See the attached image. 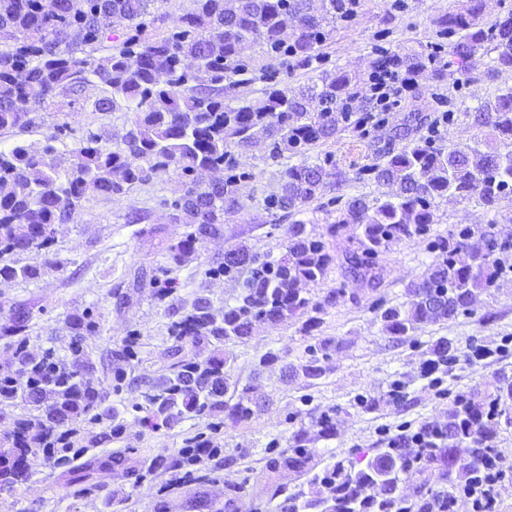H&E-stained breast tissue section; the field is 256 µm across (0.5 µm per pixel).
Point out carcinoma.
Returning a JSON list of instances; mask_svg holds the SVG:
<instances>
[{"label":"carcinoma","mask_w":512,"mask_h":512,"mask_svg":"<svg viewBox=\"0 0 512 512\" xmlns=\"http://www.w3.org/2000/svg\"><path fill=\"white\" fill-rule=\"evenodd\" d=\"M159 2L58 0L57 10L47 13L41 0H0V42L5 44L0 48V130L30 131L57 90L79 94L95 80L112 92L95 100L96 110L114 111L123 102L134 113L130 128L115 145L91 135L65 153L27 140L0 148V279L42 277L52 263L20 266L18 257L50 248L54 226L69 223L88 194L119 201L135 185L170 168L183 178L182 194L171 204L172 220L190 228L168 247L172 262L181 264L198 243L224 235L226 218L241 208L249 178L240 171L238 154L260 140L268 142L273 159L286 152L300 157L285 169L279 193L265 201L275 216L300 214L327 185L339 189L346 181L332 157L310 163L307 152L336 138L357 109L369 106L365 79L326 70L298 88L271 87L253 103L231 105L224 98L239 85L233 77L248 71L243 57L248 45L309 68L336 24L357 14L360 0H193L194 7L174 21L168 35L150 40L148 28L163 20ZM482 10L483 0H467L462 9L436 17L437 42L413 53L393 54L398 70L417 77L430 67L438 77L446 49L463 64L481 51L491 58L493 70L512 71V11L483 24ZM114 15L129 22L127 37L115 52L95 58L88 49L110 39ZM466 113L476 126L512 136V86ZM421 124L403 128L406 143L400 150L383 152L381 162L356 173L359 180L369 177L381 189L379 195L334 198L338 217L327 234L335 237L345 225H357L358 248L345 253L341 267L345 275L361 278L371 288L381 285L379 259L390 245L428 235L436 200L476 197L493 209L512 199V151L487 152L476 142L437 147L436 129L422 135ZM217 167L224 171L219 183L196 184L198 172ZM287 234L288 245L280 255L271 250L259 255L241 245L230 249V261L208 270L213 276L243 279L241 292L220 315L208 299L199 297L171 323L172 363L169 373L146 382L144 423L158 430L175 420L205 417L216 431L224 423L223 414L232 420L251 415L250 387L239 388L218 347L249 336L257 321L300 318L318 309L305 287L322 279L334 262L325 241L310 235L304 221L288 225ZM428 247L435 259L407 284L406 303L380 302L374 308L392 336H404L421 324L474 315L481 295L498 287L503 276V267L486 262L483 254L512 251V236L466 226L448 239L430 241ZM29 321L30 311L20 308L3 327V335L12 338L14 363L25 384L18 385L11 372L0 374V404L20 399L32 413L15 421L14 459L0 460V490L25 479V457L40 451L52 468L62 470L65 487L73 494L90 493L96 487L95 472L126 462L111 453L79 462L90 446L82 443L73 424L117 418L114 411L97 412L100 393L84 377L91 362L82 336L95 332L97 321L88 310L67 317L73 336L69 365L50 350L40 356L27 350ZM330 345L325 340L308 346L295 373L310 383L321 378L318 353ZM209 347L213 352L203 360L188 356ZM430 353L433 368L454 358L445 337ZM510 401L512 378L502 377L488 402L473 396L454 399L440 428L404 432L365 463L339 460L319 472L310 466L315 451L302 447L297 431L294 453L274 458L270 465L310 475L317 490L310 496L275 493L276 512H428L455 487L412 501L400 493V484L434 464L446 476L458 465L463 477H484L483 461L505 414L503 406ZM202 451L221 453L192 439L178 449L170 467L185 470L188 478L189 467Z\"/></svg>","instance_id":"carcinoma-1"}]
</instances>
